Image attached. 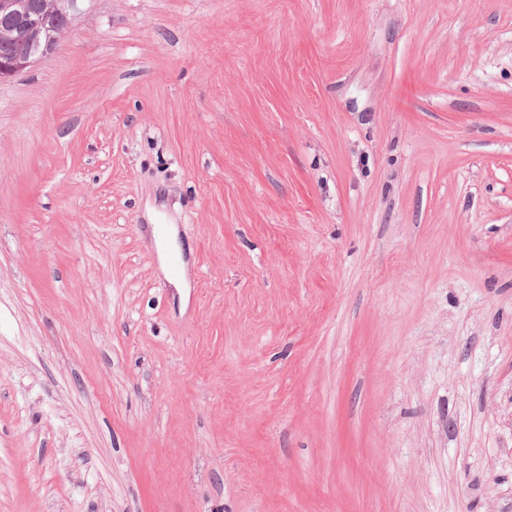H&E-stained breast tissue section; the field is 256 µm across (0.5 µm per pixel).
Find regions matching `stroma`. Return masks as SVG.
<instances>
[{
	"label": "stroma",
	"instance_id": "35a3bbf8",
	"mask_svg": "<svg viewBox=\"0 0 512 512\" xmlns=\"http://www.w3.org/2000/svg\"><path fill=\"white\" fill-rule=\"evenodd\" d=\"M0 512H512V0H80L0 81ZM58 11L45 15V33L56 44L72 24L73 10L69 7V0H57Z\"/></svg>",
	"mask_w": 512,
	"mask_h": 512
}]
</instances>
